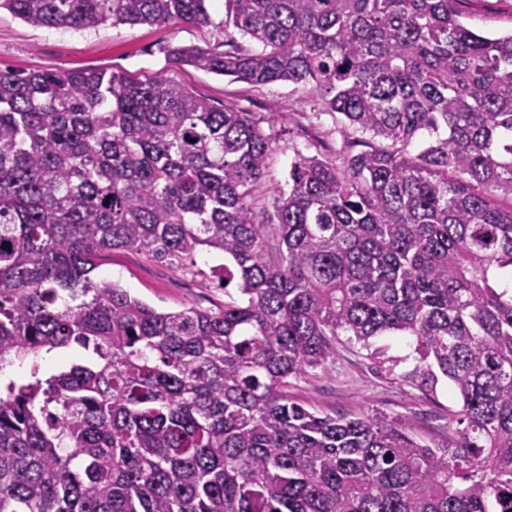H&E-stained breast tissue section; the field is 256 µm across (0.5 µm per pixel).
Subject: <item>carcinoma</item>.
Wrapping results in <instances>:
<instances>
[{
  "label": "carcinoma",
  "mask_w": 512,
  "mask_h": 512,
  "mask_svg": "<svg viewBox=\"0 0 512 512\" xmlns=\"http://www.w3.org/2000/svg\"><path fill=\"white\" fill-rule=\"evenodd\" d=\"M211 0H0L45 28L207 27ZM459 0H224V50L165 55L309 89L346 151L296 153L163 77L0 69V512H512V34ZM255 42L258 50L246 49ZM427 133L422 150H408ZM361 146L363 150L352 153ZM200 252L240 297L159 311L92 273ZM413 337L461 430L321 415L290 379L336 337ZM88 361L54 373L71 344Z\"/></svg>",
  "instance_id": "obj_1"
}]
</instances>
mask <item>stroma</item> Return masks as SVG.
<instances>
[{"label":"stroma","mask_w":512,"mask_h":512,"mask_svg":"<svg viewBox=\"0 0 512 512\" xmlns=\"http://www.w3.org/2000/svg\"><path fill=\"white\" fill-rule=\"evenodd\" d=\"M459 8L473 30L512 32V0H461ZM211 12L215 24L204 29L176 23L105 24L76 31L36 28L1 10L0 69L29 72L100 68L139 80L163 75L217 102L236 103L253 112L278 144L258 191L264 203L274 189L287 188L288 171L296 153L335 156L342 146L336 119L324 112L320 98L307 89L285 82L254 87L169 62L162 52L165 45L212 46L223 42L224 30L218 25L224 17L222 0H215ZM283 112L290 114V121L280 120ZM214 263V257L207 253L176 267L136 251H116L104 259L95 274L118 282L162 311L191 305L216 309L238 297L239 292L233 286L223 290L213 284L210 268ZM373 344L386 349L389 363H379L361 344L339 336L335 362L328 369L311 370L292 380L290 397L321 414L357 417L379 413L398 418L408 423L424 443L445 444L448 424L459 408L447 384H439L431 393L411 381L415 367L412 337L387 334L375 338Z\"/></svg>","instance_id":"stroma-1"}]
</instances>
